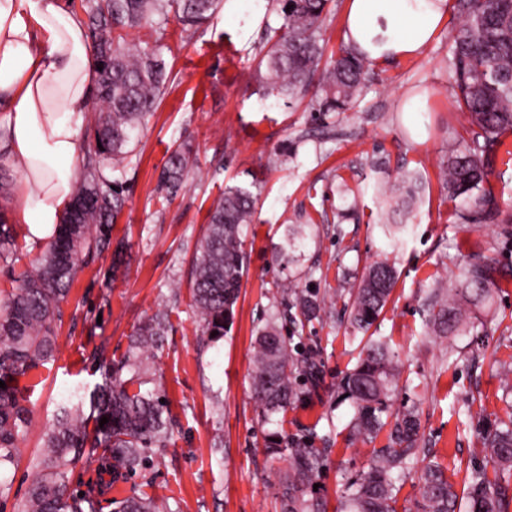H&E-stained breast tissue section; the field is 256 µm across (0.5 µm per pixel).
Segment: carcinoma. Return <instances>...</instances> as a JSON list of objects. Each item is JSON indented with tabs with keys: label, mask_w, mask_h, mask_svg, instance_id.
<instances>
[{
	"label": "carcinoma",
	"mask_w": 512,
	"mask_h": 512,
	"mask_svg": "<svg viewBox=\"0 0 512 512\" xmlns=\"http://www.w3.org/2000/svg\"><path fill=\"white\" fill-rule=\"evenodd\" d=\"M222 0H81L92 57L98 72L102 109L94 127V140L102 148L88 150L83 173L73 185V202H88L71 209L47 242L38 267L15 278L16 287L0 301V503L9 498L12 479L6 466L16 462L18 440L29 425L22 378L55 359L57 346L53 322L67 302L71 285L86 260L110 244V228L126 204L122 189L106 176L104 161L132 152L130 146L145 117L159 105L169 78L159 46L131 51L115 32L144 24L164 22L173 12L185 27H196L215 14ZM284 23L268 32V49L256 68L259 81L271 97L270 106L312 95L313 111L345 112L361 101L367 89L372 61L343 46L325 55L323 32L333 0H281ZM461 18L448 56V69L456 88L457 103L469 116V137L456 142L446 159L443 188L448 198H463L468 206L457 214L462 224H479L496 205L487 187L491 156L502 147L501 136L512 130V0H455ZM195 165L191 152L173 150L163 172V185L176 195ZM257 195L243 186H229L209 212L192 265L193 307L210 346L224 337L232 323L244 275V229L252 223ZM307 234L301 225L288 229L283 260L292 259ZM15 246L13 230L0 221V259H8ZM397 271L388 260L371 264L350 289V323L354 332L367 336L354 369L338 388L352 400L350 423L354 439L373 441L387 426L389 401L397 386L393 353L382 338L369 335L395 283ZM493 268L473 263L463 272L461 287L446 294L434 290L427 300L428 321L442 334L463 324L462 306L482 308L492 292ZM292 295L280 316L265 314L256 336L252 371L254 395L264 421L278 417L280 428L264 437V451L285 456L290 468L280 483L282 512H327L326 501L313 488L322 471L327 449L312 447L308 434L290 436L282 425L288 408L317 390L322 383L321 364L311 349L294 357L279 319L301 322L323 319L325 309L314 293ZM172 328L170 315L158 311L130 336L119 358L106 360L96 353L103 368L102 383L84 410L79 391L61 405L57 420L46 431L39 471L16 512H96L106 488L142 468L148 455L168 447L174 430L167 417L165 395L153 383L148 353L161 346ZM108 423L99 425L102 418ZM420 413L408 406L390 425L387 443L373 450L368 467L353 480L336 512H398L395 471L418 456ZM103 449L94 457L97 449ZM495 466H512V430H495L484 439ZM97 460V471L109 476L79 496L69 491V466L79 459ZM420 498L414 512H456L458 494L438 463H428L418 476ZM508 494L475 472L468 482V512H507ZM116 512H163L158 501L134 493L118 502Z\"/></svg>",
	"instance_id": "obj_1"
}]
</instances>
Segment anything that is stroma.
<instances>
[{"instance_id": "obj_1", "label": "stroma", "mask_w": 512, "mask_h": 512, "mask_svg": "<svg viewBox=\"0 0 512 512\" xmlns=\"http://www.w3.org/2000/svg\"><path fill=\"white\" fill-rule=\"evenodd\" d=\"M282 22L279 6L268 0H227L191 30L172 16L160 37L146 26L125 31L130 48L161 43L172 81L134 152L105 163L127 203L112 226L111 250L81 268L61 307L55 362L21 380L31 422L9 471L11 500L0 512H13L34 478L43 434L63 397L75 390L90 396L101 383L95 352L121 355L139 323L163 308L172 328L152 369L174 437L146 470L103 495L97 512H113L114 500L133 489L170 512H281L279 483L289 463L265 454L263 436L277 425L261 423L251 387L257 318L280 307L281 283L315 289L329 312L299 331L305 345L320 350L324 388L288 411L284 429L312 433L315 447L328 449L318 493L333 510L348 481L386 442L382 435L371 443L349 437L354 409L336 384L355 367L360 346L336 291L343 277H361L383 257L397 269L374 326L400 370L390 413L418 404L426 457L455 485L483 470L512 493V467H494L483 448L484 435L512 417V162L492 161L495 217L459 224L461 203L446 196L441 172L449 142L469 126L448 73L456 29L440 25L418 56L372 65L359 105L323 114L305 99L270 107L253 78L267 27ZM416 96L424 111L404 112ZM184 142L197 165L169 198L158 188L159 176ZM410 176L423 191L396 250L385 226ZM233 185L254 187L258 199L244 231L245 274L233 325L205 348L193 309L192 259L213 201ZM291 224L305 225L308 237L286 264L279 246ZM42 254L17 232L13 255L0 260V296ZM476 261L494 269L491 302L471 313L464 333L442 335L427 320L426 296L433 288L459 287L461 269Z\"/></svg>"}]
</instances>
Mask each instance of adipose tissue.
I'll list each match as a JSON object with an SVG mask.
<instances>
[{"mask_svg":"<svg viewBox=\"0 0 512 512\" xmlns=\"http://www.w3.org/2000/svg\"><path fill=\"white\" fill-rule=\"evenodd\" d=\"M448 0H347L345 40L379 65L419 55ZM95 65L62 0H0V166L21 173L11 214L45 244L72 202Z\"/></svg>","mask_w":512,"mask_h":512,"instance_id":"1","label":"adipose tissue"}]
</instances>
